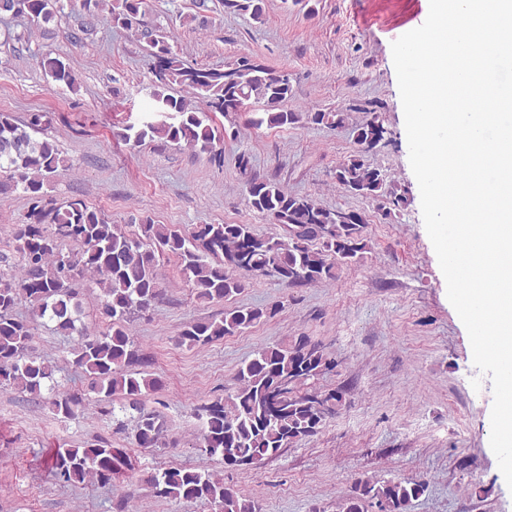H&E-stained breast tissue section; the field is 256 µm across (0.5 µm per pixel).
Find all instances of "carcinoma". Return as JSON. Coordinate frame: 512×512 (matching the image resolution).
<instances>
[{"label":"carcinoma","instance_id":"cac0c4a2","mask_svg":"<svg viewBox=\"0 0 512 512\" xmlns=\"http://www.w3.org/2000/svg\"><path fill=\"white\" fill-rule=\"evenodd\" d=\"M18 12L33 22L49 23L64 9L63 0H17ZM80 23L72 38L80 42L104 12L112 24L137 29L152 60V111L173 114V121L127 126L118 137L139 146L147 141H185L201 153L221 154V135L212 124L211 112H239L251 101L263 104V116L252 123L288 127L301 121L339 128L348 113L339 111L294 112L286 107L292 96L288 76L273 73L263 64L240 57L222 69L191 64L169 43L163 27L141 21L145 0H77ZM223 10L264 17V0H220ZM40 66L52 82L76 90L78 75L66 59L43 54ZM178 85L204 103L169 93ZM43 114H29L20 122L10 112H0V171L9 173L13 187L29 201L24 222L11 237L21 274L0 268V388L39 396L54 390L53 370L40 358L27 354L34 335L30 321L14 309L20 297L34 306L37 316L48 319L54 330L80 336L72 350L74 363L89 374L88 391L116 428L124 426L119 415L137 413L135 439L140 448H153L163 432L160 415L148 412L141 398L162 387L131 336L132 314L150 309L161 297L158 266L164 258L178 262L179 273L203 302L224 301L240 294L244 273L270 271L283 282L303 286L333 281L339 271L360 262L368 251L366 217L357 211L330 209L309 195L291 194L270 180L251 174L249 157L238 159L247 176V206L299 230L295 236H264L250 224H196L189 230L148 220L138 231L128 232L106 214L81 198L57 206L46 198L44 183L67 167L54 142L37 140ZM387 130L377 118L356 126L357 149L336 168L335 179L345 192L362 197L385 193L386 175L370 167L363 154L385 140ZM75 242L76 252H64L60 243ZM91 274L101 288L99 305L107 331L89 335L76 325L82 312L73 283ZM277 304L266 307L235 306L218 320L187 324L179 333L181 345L205 346L226 336H240L256 324L274 317ZM333 362L307 337L257 349L240 363L238 386L227 398L201 407L205 413L200 448L210 456L232 448L239 457L225 462L231 469L249 466L281 455L294 443L319 433L329 417L342 406L341 390H306L304 386L327 371ZM84 394H58L52 401L55 414L74 418L84 406ZM49 466L59 482L82 484L93 479L112 484V476L128 466L127 453L108 442L57 451ZM159 497L180 498L214 505L218 512H259L254 500L238 493L224 479L193 467L165 468L150 475ZM424 492L420 483L400 480L359 481L351 494L336 504V512H365L375 503L379 512H407L411 501Z\"/></svg>","mask_w":512,"mask_h":512}]
</instances>
